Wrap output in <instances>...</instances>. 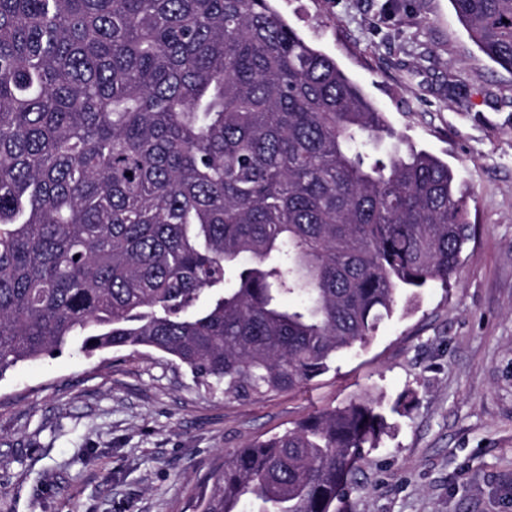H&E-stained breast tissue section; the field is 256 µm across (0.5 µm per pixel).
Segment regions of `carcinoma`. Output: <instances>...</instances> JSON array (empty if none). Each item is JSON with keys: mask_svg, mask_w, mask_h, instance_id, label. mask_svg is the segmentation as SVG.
Here are the masks:
<instances>
[{"mask_svg": "<svg viewBox=\"0 0 512 512\" xmlns=\"http://www.w3.org/2000/svg\"><path fill=\"white\" fill-rule=\"evenodd\" d=\"M512 73V0H450ZM472 239L418 149L273 0H0V379L79 337L224 394L300 388ZM388 423L352 398L224 460L195 512H337Z\"/></svg>", "mask_w": 512, "mask_h": 512, "instance_id": "1", "label": "carcinoma"}]
</instances>
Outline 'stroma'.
<instances>
[{
	"mask_svg": "<svg viewBox=\"0 0 512 512\" xmlns=\"http://www.w3.org/2000/svg\"><path fill=\"white\" fill-rule=\"evenodd\" d=\"M274 4L468 187L475 235L456 281L421 289L296 391L228 396L143 347L18 365L0 380V512H192L228 453L406 390L340 512H512V74L449 0Z\"/></svg>",
	"mask_w": 512,
	"mask_h": 512,
	"instance_id": "obj_1",
	"label": "stroma"
}]
</instances>
